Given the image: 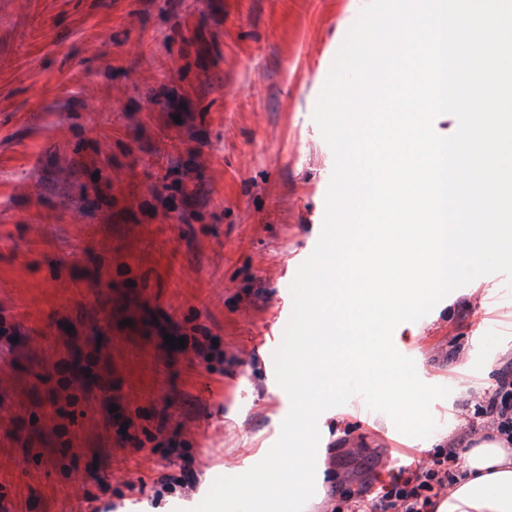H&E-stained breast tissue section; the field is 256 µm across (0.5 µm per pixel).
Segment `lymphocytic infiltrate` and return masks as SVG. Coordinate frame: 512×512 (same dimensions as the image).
Instances as JSON below:
<instances>
[{"mask_svg": "<svg viewBox=\"0 0 512 512\" xmlns=\"http://www.w3.org/2000/svg\"><path fill=\"white\" fill-rule=\"evenodd\" d=\"M463 414L464 431L439 449L431 463L393 474L378 491L364 484L347 492L344 512H432L440 492L455 484L474 435L488 429L512 445V362L497 369L491 392L464 404Z\"/></svg>", "mask_w": 512, "mask_h": 512, "instance_id": "obj_1", "label": "lymphocytic infiltrate"}]
</instances>
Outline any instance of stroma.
<instances>
[{
  "mask_svg": "<svg viewBox=\"0 0 512 512\" xmlns=\"http://www.w3.org/2000/svg\"><path fill=\"white\" fill-rule=\"evenodd\" d=\"M364 3L0 0V512H190L278 441L291 404L256 345L322 232L313 111ZM393 343L451 390L436 430L358 395L324 411L303 512L463 429L512 360L505 275Z\"/></svg>",
  "mask_w": 512,
  "mask_h": 512,
  "instance_id": "obj_1",
  "label": "stroma"
}]
</instances>
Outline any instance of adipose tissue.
Wrapping results in <instances>:
<instances>
[{"mask_svg":"<svg viewBox=\"0 0 512 512\" xmlns=\"http://www.w3.org/2000/svg\"><path fill=\"white\" fill-rule=\"evenodd\" d=\"M463 471L435 512H512V450L505 441L484 440L470 448Z\"/></svg>","mask_w":512,"mask_h":512,"instance_id":"ef3b65f1","label":"adipose tissue"}]
</instances>
